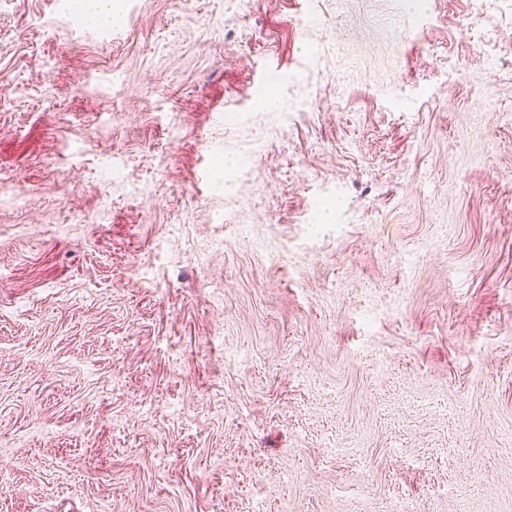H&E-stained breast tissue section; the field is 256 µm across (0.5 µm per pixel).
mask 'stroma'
Here are the masks:
<instances>
[{"label":"stroma","mask_w":512,"mask_h":512,"mask_svg":"<svg viewBox=\"0 0 512 512\" xmlns=\"http://www.w3.org/2000/svg\"><path fill=\"white\" fill-rule=\"evenodd\" d=\"M0 0V512H512V0Z\"/></svg>","instance_id":"stroma-1"}]
</instances>
